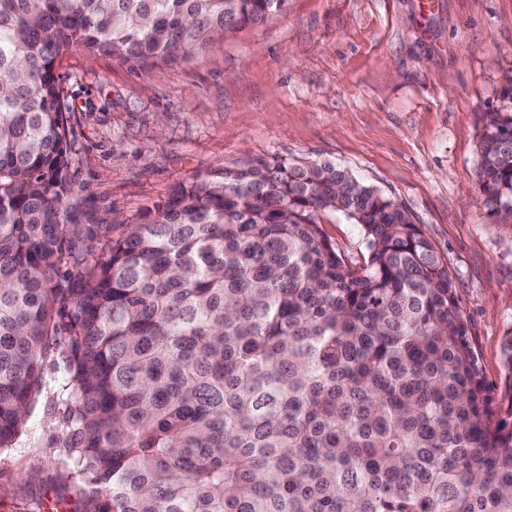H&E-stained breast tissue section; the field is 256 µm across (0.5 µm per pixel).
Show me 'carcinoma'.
I'll list each match as a JSON object with an SVG mask.
<instances>
[{
    "label": "carcinoma",
    "instance_id": "obj_1",
    "mask_svg": "<svg viewBox=\"0 0 512 512\" xmlns=\"http://www.w3.org/2000/svg\"><path fill=\"white\" fill-rule=\"evenodd\" d=\"M286 2L0 0V451L49 392L82 512H512V405L398 202L260 158L120 238L77 220L59 59L190 60ZM478 178L511 221V113L488 114ZM336 212L361 269L322 229ZM322 222L323 230L344 261L353 269L366 266L368 249L360 226L338 213L328 214Z\"/></svg>",
    "mask_w": 512,
    "mask_h": 512
}]
</instances>
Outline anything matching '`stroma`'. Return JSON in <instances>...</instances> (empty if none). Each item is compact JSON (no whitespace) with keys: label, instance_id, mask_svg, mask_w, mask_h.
<instances>
[{"label":"stroma","instance_id":"obj_1","mask_svg":"<svg viewBox=\"0 0 512 512\" xmlns=\"http://www.w3.org/2000/svg\"><path fill=\"white\" fill-rule=\"evenodd\" d=\"M57 71L82 223L121 237L179 184L259 157L336 164L401 204L447 263L490 396L512 403V223L477 182L487 113H512V0H288L189 61L72 51ZM322 228L365 266L360 226L336 213ZM62 417L43 395L0 452V512H79Z\"/></svg>","mask_w":512,"mask_h":512}]
</instances>
